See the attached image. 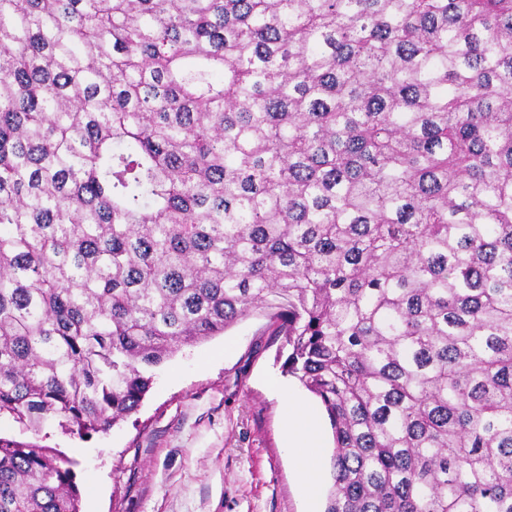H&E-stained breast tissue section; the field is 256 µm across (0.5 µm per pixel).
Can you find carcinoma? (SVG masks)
Wrapping results in <instances>:
<instances>
[{
	"mask_svg": "<svg viewBox=\"0 0 512 512\" xmlns=\"http://www.w3.org/2000/svg\"><path fill=\"white\" fill-rule=\"evenodd\" d=\"M273 311L325 512H512V0H0V416L106 432ZM0 437V512H81Z\"/></svg>",
	"mask_w": 512,
	"mask_h": 512,
	"instance_id": "carcinoma-1",
	"label": "carcinoma"
}]
</instances>
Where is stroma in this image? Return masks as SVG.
<instances>
[{
  "instance_id": "stroma-1",
  "label": "stroma",
  "mask_w": 512,
  "mask_h": 512,
  "mask_svg": "<svg viewBox=\"0 0 512 512\" xmlns=\"http://www.w3.org/2000/svg\"><path fill=\"white\" fill-rule=\"evenodd\" d=\"M288 346L256 313L182 348L155 370L139 410L86 437L46 421L39 433L0 418V436L74 462L82 512H303L284 449L279 387Z\"/></svg>"
}]
</instances>
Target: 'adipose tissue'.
Returning <instances> with one entry per match:
<instances>
[{"label": "adipose tissue", "instance_id": "adipose-tissue-1", "mask_svg": "<svg viewBox=\"0 0 512 512\" xmlns=\"http://www.w3.org/2000/svg\"><path fill=\"white\" fill-rule=\"evenodd\" d=\"M285 404V449L293 459L304 501V512H323L322 422L303 398L288 392Z\"/></svg>", "mask_w": 512, "mask_h": 512}]
</instances>
